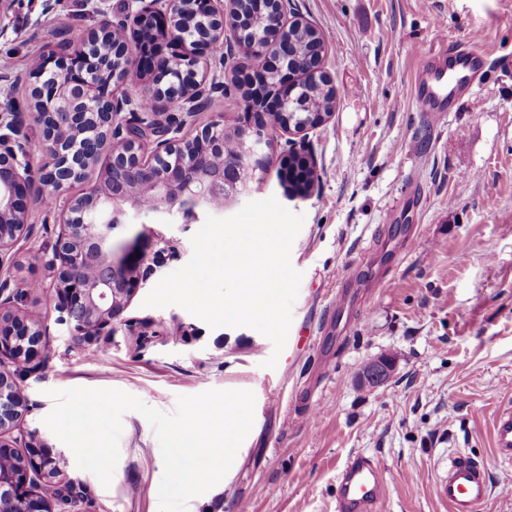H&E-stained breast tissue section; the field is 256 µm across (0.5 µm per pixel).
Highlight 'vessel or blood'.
<instances>
[{
    "mask_svg": "<svg viewBox=\"0 0 512 512\" xmlns=\"http://www.w3.org/2000/svg\"><path fill=\"white\" fill-rule=\"evenodd\" d=\"M511 66L512 52L495 58L484 53L453 56L444 48L427 56L416 74L413 95L420 111L439 121L454 111L459 91L477 71ZM493 437L497 455L511 461L512 405L497 414ZM435 494L449 512H486L491 487L484 465L465 454L449 459L447 475L436 483ZM383 496L380 468L365 456L349 457L339 473L336 512H372Z\"/></svg>",
    "mask_w": 512,
    "mask_h": 512,
    "instance_id": "obj_1",
    "label": "vessel or blood"
}]
</instances>
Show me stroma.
Masks as SVG:
<instances>
[{
    "instance_id": "35a3bbf8",
    "label": "stroma",
    "mask_w": 512,
    "mask_h": 512,
    "mask_svg": "<svg viewBox=\"0 0 512 512\" xmlns=\"http://www.w3.org/2000/svg\"><path fill=\"white\" fill-rule=\"evenodd\" d=\"M123 13L124 0H0V84L18 109L33 103L39 56ZM288 16L323 37L336 98L326 123L295 137L315 169L312 192L289 197L279 174L288 144L278 139L249 194L276 196L304 217L290 254L303 277L283 351L249 327L212 328L177 305L144 307L159 280L191 258L201 227L164 215L119 236L151 273L112 334L76 340L54 309L47 266L57 217L32 202V231L13 248L10 275L31 285L17 313L42 326L46 347L38 369L19 378L27 409L18 432L41 429L61 451L83 490L71 512H159L164 463L145 417L123 415L106 488L45 430L50 391L118 389L170 413L180 395L249 390L245 452L225 489L192 499L187 512H335L338 470L356 454L382 469L381 512H446L434 484L459 452L487 468L488 512H512V465L493 446L494 420L512 404V71H489L434 126L410 92L421 61L443 42L512 50V0H291ZM411 188L409 220L397 211ZM352 273L362 296L338 336L336 286ZM303 328L315 338L300 345ZM383 355L396 358L389 378L362 387L363 365Z\"/></svg>"
}]
</instances>
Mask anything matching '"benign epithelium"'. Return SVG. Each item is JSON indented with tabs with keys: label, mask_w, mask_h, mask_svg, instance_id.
<instances>
[{
	"label": "benign epithelium",
	"mask_w": 512,
	"mask_h": 512,
	"mask_svg": "<svg viewBox=\"0 0 512 512\" xmlns=\"http://www.w3.org/2000/svg\"><path fill=\"white\" fill-rule=\"evenodd\" d=\"M288 0H127L126 14L106 19L87 32L81 47L40 57L31 72L34 110L21 112L0 103V269L5 256L29 227L26 201L44 198L52 189L61 230L51 259L59 309L72 325L74 336L86 341L112 326L131 300L136 285L147 275L141 261L116 254L114 231L143 213L180 214L187 221L197 212L224 209L230 198L249 193L259 181L269 159L270 128L283 135L305 131L289 114L300 110L295 92L303 77L290 65L288 30L306 23L287 19ZM266 15L275 38L267 41L253 28V19ZM137 25L134 41H116L112 33ZM164 24L174 53L156 50L140 55L143 35ZM234 47L264 57L276 50L284 69L253 70L263 86L275 77L278 93L265 98L262 112L246 101L251 120L237 127L240 161L224 169L216 162L224 156V114L188 138L183 130L194 111L209 94L224 90L221 82L204 89L199 72L205 69L203 49ZM324 41L315 34L308 59L314 73H322ZM149 72L141 99L150 107L140 110L136 124L122 119L127 97L116 89L135 66ZM39 128L49 161L35 169L30 162L26 129ZM107 157L101 177L81 196L63 203L67 189L87 178L89 170ZM27 290L0 279V447L10 444L1 437L14 431L24 410L14 372L5 361L29 365L45 348L44 333L29 325L9 308L22 302ZM389 377L387 366L365 368L360 380L376 388ZM60 454L43 443L25 442L24 460L14 470L0 469V512H52L48 495L57 491L51 473Z\"/></svg>",
	"instance_id": "obj_1"
}]
</instances>
